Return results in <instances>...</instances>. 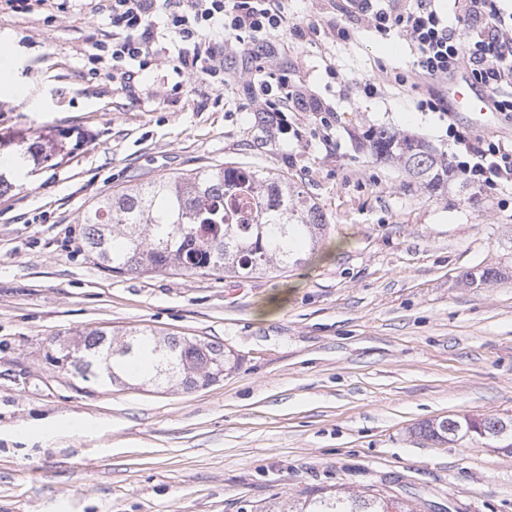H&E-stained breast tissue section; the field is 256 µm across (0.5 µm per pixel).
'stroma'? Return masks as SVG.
I'll return each mask as SVG.
<instances>
[{"label": "stroma", "mask_w": 512, "mask_h": 512, "mask_svg": "<svg viewBox=\"0 0 512 512\" xmlns=\"http://www.w3.org/2000/svg\"><path fill=\"white\" fill-rule=\"evenodd\" d=\"M43 13L0 10V140L52 128L80 137L62 163L20 176L0 197V512H257L275 499L373 488L419 512H512V451L471 437L416 434L443 417H512V187L480 192L455 173L431 192L375 160L369 128L424 137L451 156L418 92L386 82L406 69L400 36L358 25L336 41L342 0H288L292 80L335 107L243 110L235 84L186 80L171 94L173 38L132 88L92 58L106 14L63 0ZM338 79H331L327 66ZM381 82L380 95L359 90ZM28 86L30 111L13 94ZM237 162L285 175L328 226L313 258L275 274L217 279L116 275L86 252L79 220L97 199ZM495 268L479 287L466 273ZM148 327L218 340L237 367L191 392L103 388L53 365L56 335ZM41 420L54 429L30 432Z\"/></svg>", "instance_id": "35a3bbf8"}]
</instances>
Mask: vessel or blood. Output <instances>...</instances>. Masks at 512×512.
Masks as SVG:
<instances>
[{"instance_id": "1", "label": "vessel or blood", "mask_w": 512, "mask_h": 512, "mask_svg": "<svg viewBox=\"0 0 512 512\" xmlns=\"http://www.w3.org/2000/svg\"><path fill=\"white\" fill-rule=\"evenodd\" d=\"M446 91L452 112L464 114L474 129L500 131V112L494 109L489 93L475 84L467 71L459 70L450 75Z\"/></svg>"}]
</instances>
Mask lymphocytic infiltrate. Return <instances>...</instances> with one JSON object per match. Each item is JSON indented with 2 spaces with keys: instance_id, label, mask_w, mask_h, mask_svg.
<instances>
[{
  "instance_id": "1",
  "label": "lymphocytic infiltrate",
  "mask_w": 512,
  "mask_h": 512,
  "mask_svg": "<svg viewBox=\"0 0 512 512\" xmlns=\"http://www.w3.org/2000/svg\"><path fill=\"white\" fill-rule=\"evenodd\" d=\"M286 0H105L112 36L94 41L108 53L113 75L132 80L156 62L154 30L163 26L181 44L173 65L188 75L217 86L231 76L224 68L225 48L243 58L250 79L242 88L245 107L253 112L283 114L317 112L331 127L333 107L308 95L277 66L276 33L297 41L319 35L318 27L290 22ZM357 18L383 37L402 36L412 65L395 73V83L421 79L440 84L449 72L464 69L489 92L502 117L512 121V10L503 0H454L455 17L447 19L440 0H353ZM449 142L458 146L453 168L484 192L512 186V140L478 135L451 123Z\"/></svg>"
}]
</instances>
